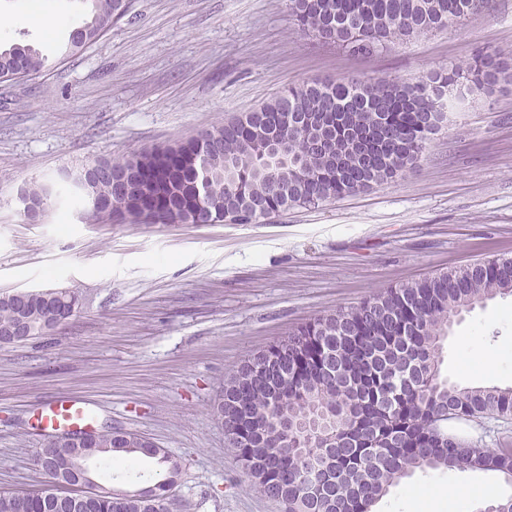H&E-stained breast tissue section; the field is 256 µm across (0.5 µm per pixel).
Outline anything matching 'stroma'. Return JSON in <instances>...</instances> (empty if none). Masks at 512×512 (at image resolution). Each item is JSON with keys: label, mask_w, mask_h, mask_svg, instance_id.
Segmentation results:
<instances>
[{"label": "stroma", "mask_w": 512, "mask_h": 512, "mask_svg": "<svg viewBox=\"0 0 512 512\" xmlns=\"http://www.w3.org/2000/svg\"><path fill=\"white\" fill-rule=\"evenodd\" d=\"M0 46L54 62L0 80V294L70 287L77 315L53 334L0 346V494L37 493L45 403L88 404L96 428L146 438L180 465L170 512H282L261 494L215 416L224 376L299 324L379 289L512 257V84L449 108L415 169L319 207L252 224H86L54 196L44 223L14 199L60 170L171 144L254 111L287 86L329 77L414 81L490 46L512 59V0L371 56L302 30L289 0H134L96 43L66 52L77 0H0ZM48 19L47 27L34 16ZM497 349L486 362V344ZM442 374L512 386V297L465 313ZM421 485L512 496L496 472L415 471L373 512H412Z\"/></svg>", "instance_id": "1"}]
</instances>
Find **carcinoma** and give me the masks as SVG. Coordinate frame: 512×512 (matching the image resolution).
<instances>
[{
  "mask_svg": "<svg viewBox=\"0 0 512 512\" xmlns=\"http://www.w3.org/2000/svg\"><path fill=\"white\" fill-rule=\"evenodd\" d=\"M81 35L103 36L124 16L122 0H80ZM298 26L326 42L372 55L395 39L452 28L487 0H290ZM46 66L29 44L0 48V79L27 77ZM512 82V64L484 47L466 68L454 65L415 82L346 78L291 87L271 103L185 141L109 159L112 174L87 191L110 213L89 221L123 223L147 214L153 224H251L290 206L330 202L391 183L415 168L431 136L428 114H444L452 99L487 96ZM30 200L50 208L45 185H23ZM497 296H512V258L469 263L419 281L386 288L350 309L299 326L264 353L279 358L285 379L271 381L245 361L224 379V429L230 448L256 488L281 498L284 512H370L390 487L417 469L494 471L512 478V446L484 448L448 429L476 418H511L512 388L461 386L441 376L443 342L462 312ZM24 323L44 335V302L20 309L0 296V331ZM129 448L102 433L100 448L68 444L38 452L49 477L56 462L85 455L134 467ZM166 474L141 489H100L96 512H170L168 491L178 465L157 449ZM322 476L316 491L301 470ZM0 512H44L32 494L0 495Z\"/></svg>",
  "mask_w": 512,
  "mask_h": 512,
  "instance_id": "carcinoma-1",
  "label": "carcinoma"
}]
</instances>
